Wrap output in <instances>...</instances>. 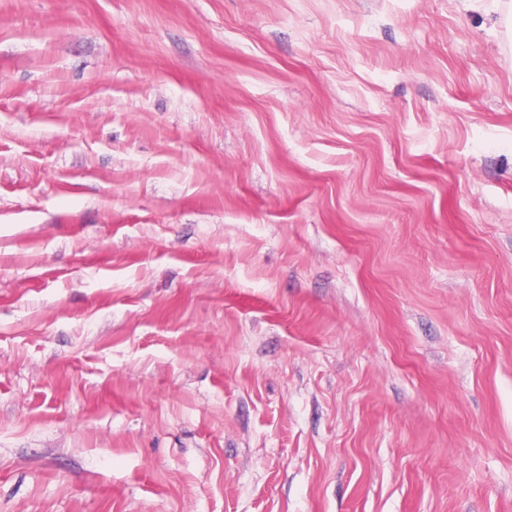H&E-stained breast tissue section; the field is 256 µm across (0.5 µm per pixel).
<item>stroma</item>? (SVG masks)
I'll return each mask as SVG.
<instances>
[{
  "label": "stroma",
  "instance_id": "1",
  "mask_svg": "<svg viewBox=\"0 0 512 512\" xmlns=\"http://www.w3.org/2000/svg\"><path fill=\"white\" fill-rule=\"evenodd\" d=\"M498 0H0V512H512Z\"/></svg>",
  "mask_w": 512,
  "mask_h": 512
}]
</instances>
